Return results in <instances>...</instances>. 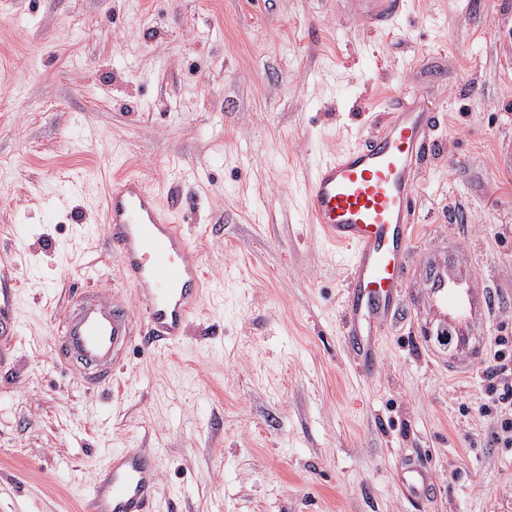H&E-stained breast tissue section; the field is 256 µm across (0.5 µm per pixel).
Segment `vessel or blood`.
Listing matches in <instances>:
<instances>
[{
  "mask_svg": "<svg viewBox=\"0 0 512 512\" xmlns=\"http://www.w3.org/2000/svg\"><path fill=\"white\" fill-rule=\"evenodd\" d=\"M366 22L389 28L405 0H356ZM436 113L418 105L391 108L381 129L339 155L319 160L304 188V214L327 239L346 248L343 316L353 353L371 364L380 329L396 320L419 284L427 298L423 336L446 337L449 351L432 356L449 373L464 374L486 349L479 328L490 319L494 293L471 267L449 255L426 259L411 280L409 256L416 241L414 174L430 151L427 133ZM108 242L120 259L123 280L137 294L135 311L114 302L109 289L79 292L58 332L60 360L78 366L86 388L112 381V368L133 341L158 351L182 342L201 305L204 272L181 226L139 177L112 183L105 202ZM407 494L429 501L431 468L417 459L400 471ZM161 495L155 454L139 448L113 451L98 468L85 498L87 512H152Z\"/></svg>",
  "mask_w": 512,
  "mask_h": 512,
  "instance_id": "1",
  "label": "vessel or blood"
}]
</instances>
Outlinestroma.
<instances>
[{"mask_svg":"<svg viewBox=\"0 0 512 512\" xmlns=\"http://www.w3.org/2000/svg\"><path fill=\"white\" fill-rule=\"evenodd\" d=\"M443 113L416 174L417 247L499 291L495 345L449 376L424 299L346 345L344 255L303 212L325 152L375 133L391 100ZM512 0H406L388 32L351 0H0V512H85L120 448L158 457L155 512H512V447L489 373L512 368ZM128 168L183 225L210 284L179 347L131 345L110 389L60 366L70 288L116 290L104 195ZM436 489L411 500L405 459ZM400 481L411 498L422 502H427L432 498L435 477L426 463L418 459L407 460L401 467Z\"/></svg>","mask_w":512,"mask_h":512,"instance_id":"1","label":"stroma"}]
</instances>
